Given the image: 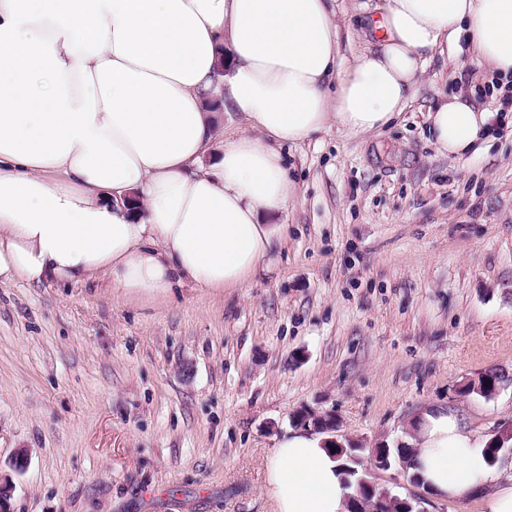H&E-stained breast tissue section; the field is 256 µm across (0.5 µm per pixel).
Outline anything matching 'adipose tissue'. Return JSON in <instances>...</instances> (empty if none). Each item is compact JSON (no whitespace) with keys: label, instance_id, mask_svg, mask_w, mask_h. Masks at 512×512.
<instances>
[{"label":"adipose tissue","instance_id":"obj_1","mask_svg":"<svg viewBox=\"0 0 512 512\" xmlns=\"http://www.w3.org/2000/svg\"><path fill=\"white\" fill-rule=\"evenodd\" d=\"M375 48L340 67L328 0H0V282L104 281L126 298L183 281L242 288L284 237L295 193L278 143L329 124L389 125L439 48L467 45L512 77V0H383ZM335 83V94L326 86ZM246 127L215 146L220 111ZM495 113L462 94L427 114L457 159ZM414 471L442 499L473 494L512 512L456 418L414 421ZM325 435L277 441L264 493L275 512H349Z\"/></svg>","mask_w":512,"mask_h":512}]
</instances>
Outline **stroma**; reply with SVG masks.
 I'll return each instance as SVG.
<instances>
[{"instance_id": "obj_1", "label": "stroma", "mask_w": 512, "mask_h": 512, "mask_svg": "<svg viewBox=\"0 0 512 512\" xmlns=\"http://www.w3.org/2000/svg\"><path fill=\"white\" fill-rule=\"evenodd\" d=\"M376 4L332 0L344 60L375 43ZM486 72L434 54L381 132L280 144L287 237L246 287L1 283L8 512H274L265 465L304 406L366 448L409 441L430 406L478 440L511 421L512 384L458 389L512 373V120L462 160L425 123L444 91L499 111ZM504 381V375L495 368H489L482 373L477 380L468 381L463 384L459 392L462 395L476 394L481 397H492L501 383Z\"/></svg>"}]
</instances>
